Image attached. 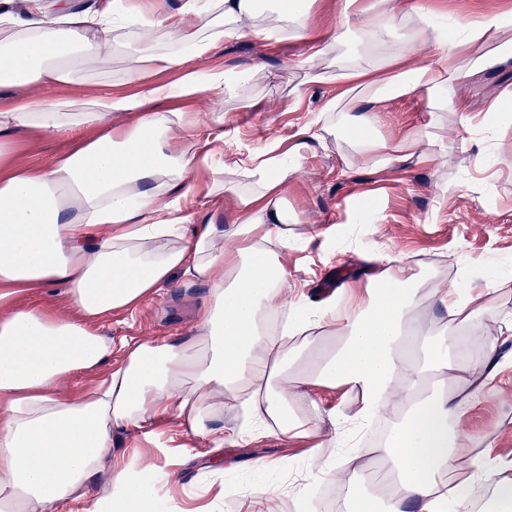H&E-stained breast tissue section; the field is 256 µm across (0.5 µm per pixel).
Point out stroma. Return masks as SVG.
I'll list each match as a JSON object with an SVG mask.
<instances>
[{
  "mask_svg": "<svg viewBox=\"0 0 512 512\" xmlns=\"http://www.w3.org/2000/svg\"><path fill=\"white\" fill-rule=\"evenodd\" d=\"M428 3L431 15L411 19V28L435 24L453 35L467 17L512 11V0ZM307 51L299 42L245 39L219 44L200 62L207 73L252 76L246 98L220 103L225 151L245 156L277 141L287 147L298 127L320 126L322 109L340 84H302L298 63ZM506 92L512 94V60L474 77L459 94L466 108L478 112ZM378 131L384 136L414 133L438 142L441 152L430 164L412 159L377 172L338 137L329 135L323 143L313 144L288 188V198L300 214L299 223L291 227L296 246L285 259L290 288L306 303L318 304L344 279L364 276L363 252L368 248L413 257L407 268L411 276L420 274L422 264L444 262L451 283L456 280L452 261L463 255L470 260L471 287H490L497 267L512 262V118L479 126L461 121L456 112L434 116L416 92L389 103ZM75 145L66 135L41 139L25 130L17 141L20 157L37 164L65 155ZM445 183L453 184V192L442 193ZM362 207L371 211V223H352ZM207 292L205 283L176 274L135 311L114 316V360H121L126 343L193 335ZM499 359L505 364L498 377L501 394L474 409L464 425L485 432L490 447L512 458V338L500 341ZM112 447L129 463L154 457L166 512H251L247 489L262 477L285 489L277 512L303 508L289 488L307 475L305 439L259 437L236 448L218 449L176 418L163 417L142 433L114 432ZM258 458L280 459L284 466L261 477L248 467ZM173 469L179 472L177 487L164 477Z\"/></svg>",
  "mask_w": 512,
  "mask_h": 512,
  "instance_id": "obj_1",
  "label": "stroma"
}]
</instances>
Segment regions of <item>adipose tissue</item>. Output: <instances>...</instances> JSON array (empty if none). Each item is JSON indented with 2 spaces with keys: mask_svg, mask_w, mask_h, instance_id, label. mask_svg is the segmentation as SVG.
Instances as JSON below:
<instances>
[{
  "mask_svg": "<svg viewBox=\"0 0 512 512\" xmlns=\"http://www.w3.org/2000/svg\"><path fill=\"white\" fill-rule=\"evenodd\" d=\"M25 3L19 11L0 0V86L34 90L0 102V512H72L104 471L110 512H162L155 463L114 464L113 432L174 415L219 448L259 434L304 438L322 387L355 393L356 409L329 412L341 451L325 456L319 442L308 449L299 499L326 481L346 512H474L476 490L490 484L487 512H512V461L463 426L498 394L500 366L496 343L480 330L491 298L468 287L467 262L457 259L448 288L438 269L409 277L404 258L370 249L365 279L302 305L281 255L299 221L288 184L317 132L305 125L289 148L275 142L221 159L223 114L204 121L171 107L234 93L224 73L195 68L218 44L305 39L311 0H182L162 13L128 0ZM424 13L419 0H336L330 44L350 28L368 46L398 41L374 66L339 72L348 87L326 105L342 115L337 134L376 168L440 152L412 136H373L389 101L419 92L429 111H461L456 88L512 58V14L466 20L453 37L438 28L395 36L397 21ZM421 44L434 59L411 65ZM115 57L124 62L116 90L67 99L41 92ZM171 71L178 81H164ZM21 128L69 133L78 145L47 164H23ZM191 195L223 198L234 219L225 222L220 208L184 212ZM176 271L208 285L194 336L127 346L113 364L104 319L135 309ZM54 285L64 286L71 316L29 303ZM424 290L448 313L426 333L415 321ZM103 367L109 373L97 384L62 391L63 381ZM284 377L291 387L280 386ZM228 410L237 417L230 426L221 422ZM389 413L396 421L375 448L378 474L360 486L363 431Z\"/></svg>",
  "mask_w": 512,
  "mask_h": 512,
  "instance_id": "obj_1",
  "label": "adipose tissue"
}]
</instances>
